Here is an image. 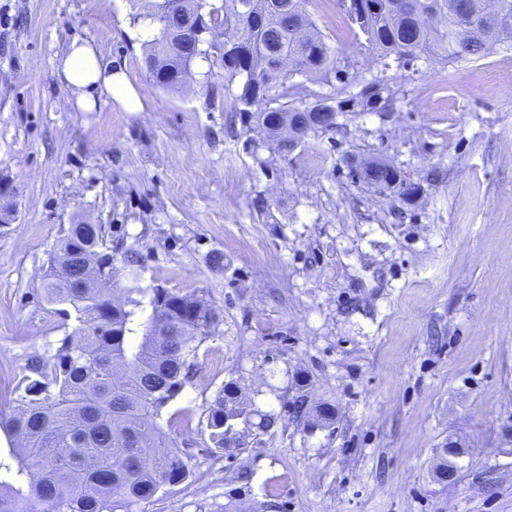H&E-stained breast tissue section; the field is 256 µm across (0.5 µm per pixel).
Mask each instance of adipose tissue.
I'll return each mask as SVG.
<instances>
[{
	"label": "adipose tissue",
	"instance_id": "ef3b65f1",
	"mask_svg": "<svg viewBox=\"0 0 512 512\" xmlns=\"http://www.w3.org/2000/svg\"><path fill=\"white\" fill-rule=\"evenodd\" d=\"M62 82L70 88L75 107L89 112L101 99L115 101L126 111L138 112L142 104L123 70L113 68L90 42L73 40L58 64Z\"/></svg>",
	"mask_w": 512,
	"mask_h": 512
}]
</instances>
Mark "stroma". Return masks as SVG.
<instances>
[{
	"label": "stroma",
	"instance_id": "35a3bbf8",
	"mask_svg": "<svg viewBox=\"0 0 512 512\" xmlns=\"http://www.w3.org/2000/svg\"><path fill=\"white\" fill-rule=\"evenodd\" d=\"M306 9L336 65L291 72L288 103L390 95L286 152L229 112L240 83L221 56L180 91L155 85L133 0H0V418L29 359L76 325L43 282L68 226L90 221L137 254L141 287L198 293L217 315L170 406L193 475L138 512H512V44L387 65L340 0ZM77 37L142 111L74 106L57 65ZM372 160L420 184L418 201L360 178ZM227 384L280 421L219 451L206 411ZM301 395L330 421L296 416ZM452 440L465 454L441 482Z\"/></svg>",
	"mask_w": 512,
	"mask_h": 512
}]
</instances>
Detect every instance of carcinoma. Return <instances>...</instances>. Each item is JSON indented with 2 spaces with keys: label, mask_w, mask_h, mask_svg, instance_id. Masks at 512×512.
Masks as SVG:
<instances>
[{
  "label": "carcinoma",
  "mask_w": 512,
  "mask_h": 512,
  "mask_svg": "<svg viewBox=\"0 0 512 512\" xmlns=\"http://www.w3.org/2000/svg\"><path fill=\"white\" fill-rule=\"evenodd\" d=\"M307 0H223L224 74L242 79L231 102L233 111L255 119L270 138L276 128L269 116L293 114L301 131L300 146L318 130L303 120L305 112H341L318 99L303 107L279 102L273 94L286 88L288 73L266 67L276 51L295 61L296 70L326 68L332 50L306 10ZM431 20L418 27L399 0H362L363 15L351 20L383 59L402 62L421 53L448 63L484 58L501 36L512 35L488 24L479 35L465 23L480 0H413ZM216 7L208 0H151L133 21L150 34L145 42V66L155 83L175 90L192 77V64L218 49L216 32L194 38L185 19L198 20ZM166 14L159 34L156 18ZM385 97L380 84L360 101L361 110H378ZM375 186L392 183L397 173L373 162L361 171ZM113 278L112 248L101 224H71L57 242L44 284L47 302L77 326L59 340L54 353L36 357L15 387V409L0 418V427L17 440L12 481L0 480V512H135L164 486L191 475L187 457L169 438L161 420L182 393L198 365V352L209 337L217 315L207 301L192 292L142 288L133 252L124 255L130 285L99 288L88 281L86 267ZM261 431L277 426L279 416L252 408L231 386H224L209 406L206 429L215 448H240L239 423ZM463 449H442L436 474L445 479L458 470Z\"/></svg>",
  "instance_id": "obj_1"
}]
</instances>
